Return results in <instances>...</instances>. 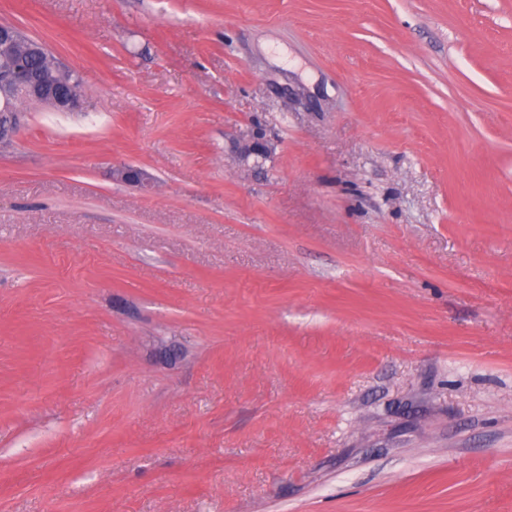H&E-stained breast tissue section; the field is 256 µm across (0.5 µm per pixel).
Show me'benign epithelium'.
I'll list each match as a JSON object with an SVG mask.
<instances>
[{
  "label": "benign epithelium",
  "mask_w": 512,
  "mask_h": 512,
  "mask_svg": "<svg viewBox=\"0 0 512 512\" xmlns=\"http://www.w3.org/2000/svg\"><path fill=\"white\" fill-rule=\"evenodd\" d=\"M26 47V53L39 56L43 45L28 36L17 26L0 23V56L12 61L0 69V141L12 139L21 125V113L14 107L16 94L21 92L30 99L44 101L58 112H79L82 98L77 88L78 75L62 66L57 67L55 79L44 81L32 70H23L14 62L17 46ZM236 153L245 160L250 155L264 156L271 148L256 131L241 134L235 142ZM116 178L134 184L148 181V175L134 166H124L115 171Z\"/></svg>",
  "instance_id": "1"
}]
</instances>
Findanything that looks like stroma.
<instances>
[{"label": "stroma", "mask_w": 512, "mask_h": 512, "mask_svg": "<svg viewBox=\"0 0 512 512\" xmlns=\"http://www.w3.org/2000/svg\"><path fill=\"white\" fill-rule=\"evenodd\" d=\"M0 21L83 82L0 145V512H512V0ZM236 153L239 158L245 160L250 155L264 156L271 151V148L260 133L255 130L241 134L235 142Z\"/></svg>", "instance_id": "obj_1"}]
</instances>
